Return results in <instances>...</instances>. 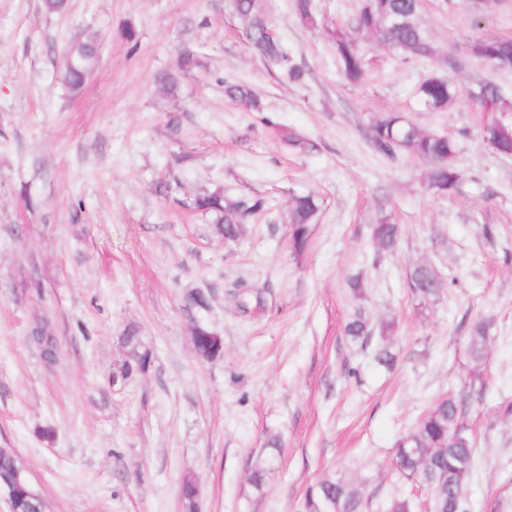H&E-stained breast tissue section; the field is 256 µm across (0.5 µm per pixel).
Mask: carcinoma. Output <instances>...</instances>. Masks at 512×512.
<instances>
[{
	"instance_id": "carcinoma-1",
	"label": "carcinoma",
	"mask_w": 512,
	"mask_h": 512,
	"mask_svg": "<svg viewBox=\"0 0 512 512\" xmlns=\"http://www.w3.org/2000/svg\"><path fill=\"white\" fill-rule=\"evenodd\" d=\"M232 7L241 21L244 33L254 49L266 60L279 67L288 80L302 79V69L289 57L288 50L274 38L265 15L263 0H232ZM300 18L311 26L317 25L313 0H295ZM419 0H361L352 22L338 26L331 34L345 78L353 83L365 75L364 55L358 36L372 35L385 46L407 57L431 58L438 50L420 19ZM469 57L482 59L486 54L496 56L503 69H512V38L484 39L474 37L466 44ZM97 62V47L93 40L72 42L64 57V76L71 88L77 89L92 72ZM224 93L244 109L262 112V101L245 85L224 82ZM456 95V86L448 78L433 77L418 89L420 104L432 110L448 107ZM480 104L487 112L511 113L512 100L502 96L492 84L484 85ZM488 145L498 153L512 155V121L501 120L484 126ZM283 141L294 150L308 153L314 144L305 136L288 131ZM370 144L379 155L394 158L406 153L430 163L427 183L434 192L446 195L453 191L458 174L453 161L456 143L446 135L425 132L404 117L391 113L378 120L371 128ZM192 205L198 210L220 213L218 230L226 239L236 238L245 221L265 209L261 198L231 199L220 192L198 195ZM320 204L312 195L294 198L289 206L288 220L291 242L295 253H301L310 235V226L316 223ZM399 227L390 214L379 208L372 228V238L378 253L394 250ZM407 285L413 298L425 302L438 296L444 282L429 264H419L410 272ZM393 324L375 323L362 308H357L345 325V335L361 347L378 340L374 359L390 367L396 356L391 351L389 336ZM131 347L132 361L127 370H142L149 360L148 351H139L138 337L130 333L125 337ZM488 344V323L475 322L468 338V349L474 368L468 372L469 382L483 381L478 367L484 362ZM469 393H450L440 398L426 411L416 426L394 444L397 470L407 479L423 486L429 493L430 512H466V491L472 474L476 453V439L466 421ZM336 506V512H363L365 501L360 490L343 479L325 477L312 486L304 499L303 512H321V502Z\"/></svg>"
}]
</instances>
